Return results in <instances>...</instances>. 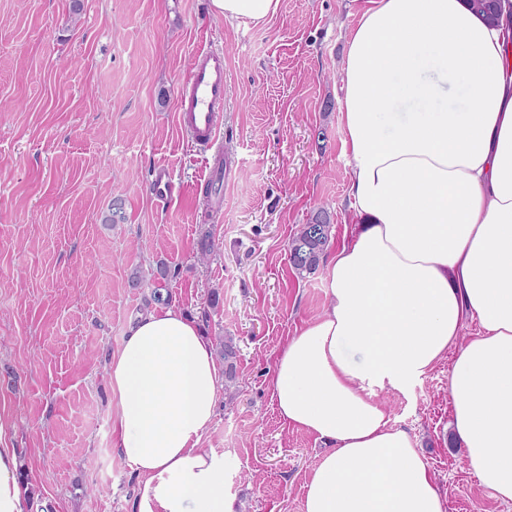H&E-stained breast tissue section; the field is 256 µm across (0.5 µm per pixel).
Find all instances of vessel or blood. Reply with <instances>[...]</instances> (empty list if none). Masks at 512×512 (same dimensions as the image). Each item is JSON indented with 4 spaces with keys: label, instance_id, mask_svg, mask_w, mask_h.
<instances>
[{
    "label": "vessel or blood",
    "instance_id": "b4317fda",
    "mask_svg": "<svg viewBox=\"0 0 512 512\" xmlns=\"http://www.w3.org/2000/svg\"><path fill=\"white\" fill-rule=\"evenodd\" d=\"M226 98L223 50L212 47L197 50L177 98V112L182 129L200 147L217 144V116L223 112Z\"/></svg>",
    "mask_w": 512,
    "mask_h": 512
}]
</instances>
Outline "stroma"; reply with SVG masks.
I'll list each match as a JSON object with an SVG mask.
<instances>
[{"instance_id": "stroma-1", "label": "stroma", "mask_w": 512, "mask_h": 512, "mask_svg": "<svg viewBox=\"0 0 512 512\" xmlns=\"http://www.w3.org/2000/svg\"><path fill=\"white\" fill-rule=\"evenodd\" d=\"M0 0V445L19 451L31 512H131L136 479L115 446L111 355L146 313L133 269L178 264L172 304L240 350L201 445L224 458L235 512H301L329 446L285 424L271 379L282 345L328 302L327 267L298 274L288 242L326 210L339 247L352 209L337 115L345 42L361 0H282L263 27L211 0ZM225 55L218 120L232 181L205 197L212 156L178 122L202 47ZM173 191L157 199L156 168ZM125 221L106 223L114 198ZM213 253L197 259L200 225ZM223 297L208 309L211 291ZM450 359L378 395L419 442L446 512H512L449 446Z\"/></svg>"}]
</instances>
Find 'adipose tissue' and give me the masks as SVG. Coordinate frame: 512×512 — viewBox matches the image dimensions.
<instances>
[{
  "instance_id": "1",
  "label": "adipose tissue",
  "mask_w": 512,
  "mask_h": 512,
  "mask_svg": "<svg viewBox=\"0 0 512 512\" xmlns=\"http://www.w3.org/2000/svg\"><path fill=\"white\" fill-rule=\"evenodd\" d=\"M212 4L257 27L281 0ZM341 81L354 227L328 262L327 308L284 344L272 378L285 423L337 442L302 512H444L375 391H405L448 355L454 438L480 487L510 503L512 0L497 28L465 0H366ZM109 372L132 512H228L224 458L199 446L218 375L197 325L172 306L142 316ZM16 469L0 446V512H28Z\"/></svg>"
}]
</instances>
